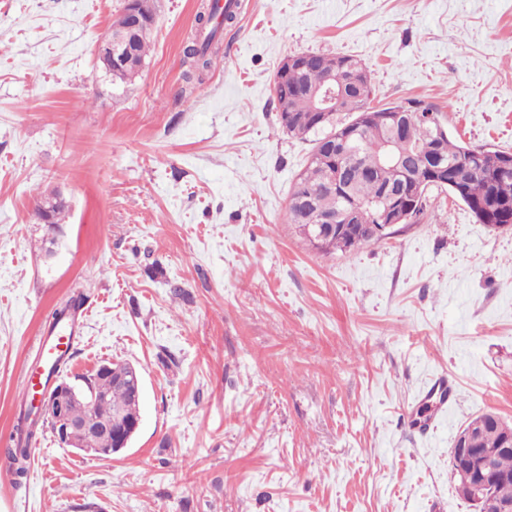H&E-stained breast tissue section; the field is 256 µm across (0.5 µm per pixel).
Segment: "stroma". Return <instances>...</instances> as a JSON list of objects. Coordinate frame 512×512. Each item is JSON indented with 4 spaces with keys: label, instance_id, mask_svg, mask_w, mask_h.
<instances>
[{
    "label": "stroma",
    "instance_id": "stroma-1",
    "mask_svg": "<svg viewBox=\"0 0 512 512\" xmlns=\"http://www.w3.org/2000/svg\"><path fill=\"white\" fill-rule=\"evenodd\" d=\"M201 2L156 0L116 85L96 47L125 0H0V512H476L450 449L483 412L512 425V230L432 187L418 223L319 253L284 221L312 144L272 80L294 53L349 55L375 105L424 102L512 153V0H240L200 82ZM75 291L61 377L132 364L141 423L109 459L43 430L19 479L21 378ZM442 374L455 400L417 418Z\"/></svg>",
    "mask_w": 512,
    "mask_h": 512
}]
</instances>
